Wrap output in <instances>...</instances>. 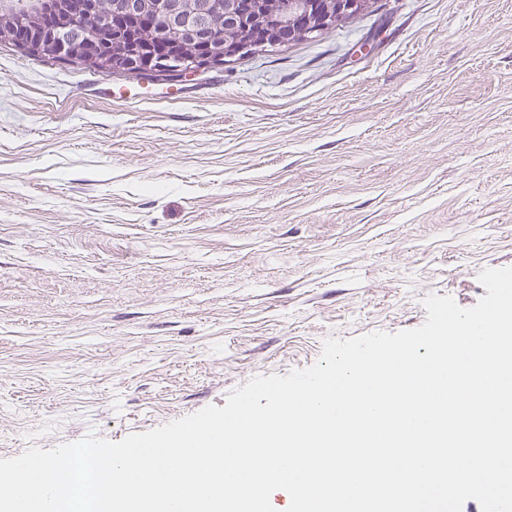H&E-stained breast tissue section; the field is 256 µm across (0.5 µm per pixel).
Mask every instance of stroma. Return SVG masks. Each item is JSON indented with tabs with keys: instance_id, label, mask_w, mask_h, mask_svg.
I'll return each instance as SVG.
<instances>
[{
	"instance_id": "stroma-1",
	"label": "stroma",
	"mask_w": 512,
	"mask_h": 512,
	"mask_svg": "<svg viewBox=\"0 0 512 512\" xmlns=\"http://www.w3.org/2000/svg\"><path fill=\"white\" fill-rule=\"evenodd\" d=\"M506 267L512 0H378L176 86L0 44V459L225 406Z\"/></svg>"
}]
</instances>
